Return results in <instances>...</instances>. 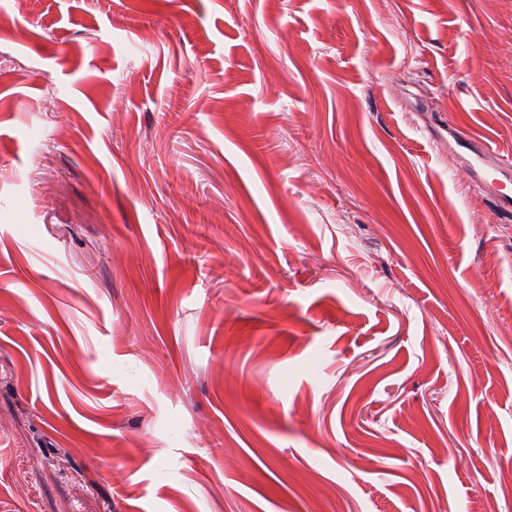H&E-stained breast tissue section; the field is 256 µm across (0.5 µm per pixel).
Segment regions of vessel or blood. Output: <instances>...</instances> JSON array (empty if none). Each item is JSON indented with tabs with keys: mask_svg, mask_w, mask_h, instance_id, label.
<instances>
[{
	"mask_svg": "<svg viewBox=\"0 0 512 512\" xmlns=\"http://www.w3.org/2000/svg\"><path fill=\"white\" fill-rule=\"evenodd\" d=\"M454 138L470 184L488 190V201L497 214L512 216V160L464 132H455Z\"/></svg>",
	"mask_w": 512,
	"mask_h": 512,
	"instance_id": "1",
	"label": "vessel or blood"
}]
</instances>
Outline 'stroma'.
Listing matches in <instances>:
<instances>
[{
	"label": "stroma",
	"instance_id": "1",
	"mask_svg": "<svg viewBox=\"0 0 512 512\" xmlns=\"http://www.w3.org/2000/svg\"><path fill=\"white\" fill-rule=\"evenodd\" d=\"M512 0H0V512H512ZM453 134L470 184L488 190V201L498 215L512 216L511 158L501 157L489 145L476 142L462 131Z\"/></svg>",
	"mask_w": 512,
	"mask_h": 512
}]
</instances>
